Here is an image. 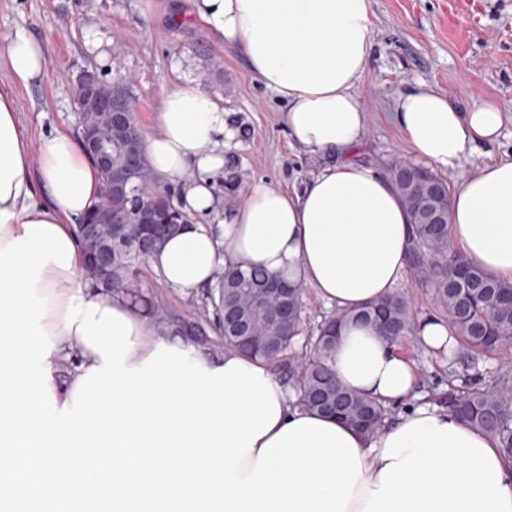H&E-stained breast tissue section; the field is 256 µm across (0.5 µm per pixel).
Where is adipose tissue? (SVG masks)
Returning a JSON list of instances; mask_svg holds the SVG:
<instances>
[{
	"mask_svg": "<svg viewBox=\"0 0 512 512\" xmlns=\"http://www.w3.org/2000/svg\"><path fill=\"white\" fill-rule=\"evenodd\" d=\"M192 13L285 103L291 142L321 164L300 190L255 184L210 222L208 175L238 131L199 85L177 86L146 151L160 175L197 171L181 201L201 220L150 266L184 292L230 265L304 282L339 310L390 295L411 226L393 183L355 158L368 0H193ZM0 53L17 83L46 71L25 27ZM394 121L438 169L489 153L451 194L448 232L469 264L512 283V155L492 154L501 108L464 112L415 86ZM38 151L34 179L13 96L0 90V512H512V457L458 416L410 405L417 369L371 327L345 328L331 365L350 388L407 408L367 439L293 406L263 362L232 349L214 358L91 290L77 224L100 172L72 133L44 136Z\"/></svg>",
	"mask_w": 512,
	"mask_h": 512,
	"instance_id": "obj_1",
	"label": "adipose tissue"
}]
</instances>
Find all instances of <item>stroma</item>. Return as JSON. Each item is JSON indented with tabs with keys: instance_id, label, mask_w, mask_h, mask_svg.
<instances>
[{
	"instance_id": "35a3bbf8",
	"label": "stroma",
	"mask_w": 512,
	"mask_h": 512,
	"mask_svg": "<svg viewBox=\"0 0 512 512\" xmlns=\"http://www.w3.org/2000/svg\"><path fill=\"white\" fill-rule=\"evenodd\" d=\"M372 54L355 92L367 113L358 161L380 168L411 151L391 118L407 86L423 83L461 108L494 100L505 121L499 152L512 153V0H369ZM190 0H0V39L26 27L47 59L41 81L14 83L0 62V89L11 91L31 143L58 129L75 130L78 81L87 72L122 80L144 137L177 85L198 82L241 131L223 168L210 173L218 204L242 200L251 186L295 190L317 163L292 146L285 105L251 73L244 58L189 21ZM173 333L209 318L202 293L156 291Z\"/></svg>"
}]
</instances>
